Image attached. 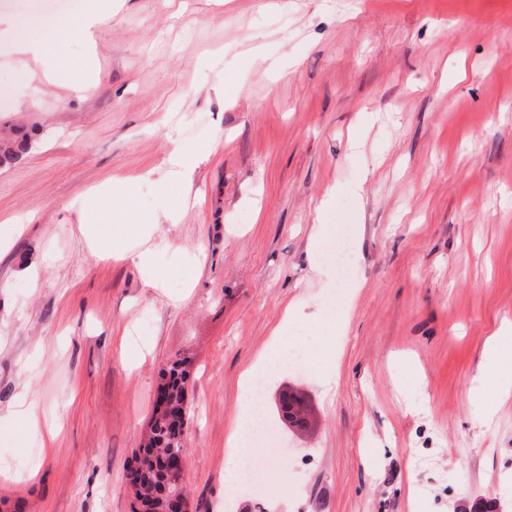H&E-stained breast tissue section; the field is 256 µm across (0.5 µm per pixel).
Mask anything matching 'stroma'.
<instances>
[{
  "label": "stroma",
  "instance_id": "1",
  "mask_svg": "<svg viewBox=\"0 0 512 512\" xmlns=\"http://www.w3.org/2000/svg\"><path fill=\"white\" fill-rule=\"evenodd\" d=\"M50 10L67 14L0 0V128L28 137L0 166V512H131L179 359L190 512H225L242 372L290 308L285 343L311 364L276 371L263 401L298 393L309 426L255 457L267 495L234 512H512V396L495 399L489 352L512 324V0H121L91 43L35 62L12 22ZM177 143L208 152L173 179ZM112 180L134 185L120 218ZM92 193L101 235L150 250L162 287L93 255ZM165 199L174 215L140 237ZM99 217V206L98 197L91 195L87 198L83 204L81 212L82 224H85V230L87 234L92 238V242L96 250L101 254H106L110 250V245L99 235L97 228L94 225H98ZM189 371L184 367V362L176 361L163 370V384L169 390V396L163 388H158L156 395V408L159 412L169 409L168 398L178 410L185 399V387L188 384Z\"/></svg>",
  "mask_w": 512,
  "mask_h": 512
}]
</instances>
